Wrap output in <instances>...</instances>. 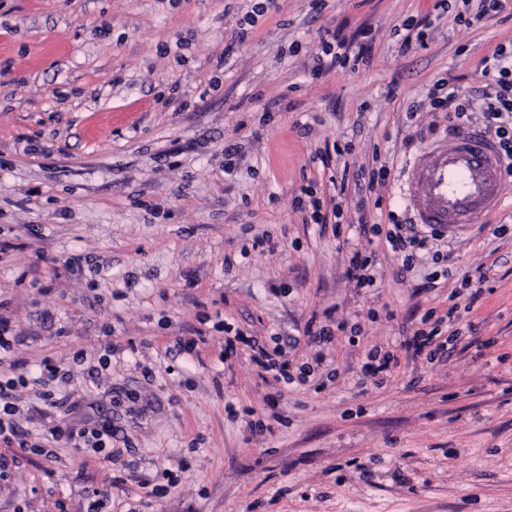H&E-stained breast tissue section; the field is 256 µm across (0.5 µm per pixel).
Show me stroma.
Wrapping results in <instances>:
<instances>
[{"mask_svg":"<svg viewBox=\"0 0 512 512\" xmlns=\"http://www.w3.org/2000/svg\"><path fill=\"white\" fill-rule=\"evenodd\" d=\"M447 4L0 0V374L23 364L30 440L105 428L112 452L0 445V512H87L107 480L98 512H512V176L440 264L405 268L353 207L336 226L309 218V192L328 190L315 155L336 145L353 172L388 162L374 192L414 222L403 169L446 135L419 134L437 121L428 89L478 93L481 59L512 49V0L475 27ZM423 18L424 45L400 54ZM337 30L366 62L313 77ZM353 248L375 253L378 287L349 275ZM454 291L446 353L407 352ZM228 323L255 348L225 355ZM339 323L329 343L302 338ZM277 336L299 337L306 384L258 363ZM388 350L397 366L363 377ZM46 358L67 374L57 407L34 381Z\"/></svg>","mask_w":512,"mask_h":512,"instance_id":"obj_1","label":"stroma"}]
</instances>
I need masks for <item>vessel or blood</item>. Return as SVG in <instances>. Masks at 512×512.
<instances>
[{
    "label": "vessel or blood",
    "mask_w": 512,
    "mask_h": 512,
    "mask_svg": "<svg viewBox=\"0 0 512 512\" xmlns=\"http://www.w3.org/2000/svg\"><path fill=\"white\" fill-rule=\"evenodd\" d=\"M504 177L495 145L465 128L409 163L400 194L420 223L453 235L499 207Z\"/></svg>",
    "instance_id": "vessel-or-blood-1"
}]
</instances>
